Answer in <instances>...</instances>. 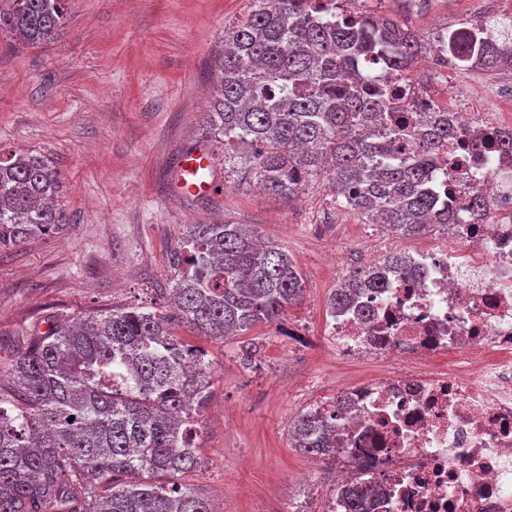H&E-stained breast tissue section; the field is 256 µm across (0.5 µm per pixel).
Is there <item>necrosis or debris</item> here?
I'll use <instances>...</instances> for the list:
<instances>
[{
    "mask_svg": "<svg viewBox=\"0 0 512 512\" xmlns=\"http://www.w3.org/2000/svg\"><path fill=\"white\" fill-rule=\"evenodd\" d=\"M379 77L408 88L419 123L449 118L431 182L453 221L406 249L411 274L383 270L381 287L329 314L337 359L382 370L315 395L314 409L336 418L323 512H347L352 495L365 512H512V154L496 145L447 163L470 133L499 138L512 121L442 105L404 71Z\"/></svg>",
    "mask_w": 512,
    "mask_h": 512,
    "instance_id": "1",
    "label": "necrosis or debris"
}]
</instances>
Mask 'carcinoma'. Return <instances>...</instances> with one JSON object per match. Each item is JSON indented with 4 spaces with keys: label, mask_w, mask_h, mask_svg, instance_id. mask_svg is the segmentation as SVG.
Returning a JSON list of instances; mask_svg holds the SVG:
<instances>
[{
    "label": "carcinoma",
    "mask_w": 512,
    "mask_h": 512,
    "mask_svg": "<svg viewBox=\"0 0 512 512\" xmlns=\"http://www.w3.org/2000/svg\"><path fill=\"white\" fill-rule=\"evenodd\" d=\"M66 0H0V32L30 46L56 41ZM244 19L224 30V49L206 133L234 148L240 164L273 195L332 179L342 207L399 237L448 223L430 185V158L448 143L434 125L401 158L391 124L401 90L366 75L385 62L408 68L423 38L393 20L362 13L326 19L316 0H248ZM512 67V44L482 43L476 65ZM65 181L32 152L0 156V249L58 234L70 224ZM169 311L112 309L56 318L14 359L0 392V512H211L177 483L199 463L188 416L207 402L205 353L178 341L176 327L222 340L277 323L304 295L288 251L263 242L250 224H191L178 238ZM345 278L334 310L358 288ZM333 430L309 409L290 425L291 447L330 460Z\"/></svg>",
    "instance_id": "obj_1"
}]
</instances>
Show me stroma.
<instances>
[{
    "label": "stroma",
    "mask_w": 512,
    "mask_h": 512,
    "mask_svg": "<svg viewBox=\"0 0 512 512\" xmlns=\"http://www.w3.org/2000/svg\"><path fill=\"white\" fill-rule=\"evenodd\" d=\"M247 0H66L67 23L54 43L32 47L0 32V153L33 152L61 170L60 234L0 255V386L17 352L47 318H77L112 308L160 309L157 289L172 278V253L188 225H257L283 245L305 282L303 299L277 324L229 340L178 329L179 341L206 352L214 367L196 439L200 465L178 482L208 497L213 512H285L304 502L316 512L332 491V469L292 448L288 427L309 407L310 380L324 388L378 373L373 361L345 363L321 340L329 297L341 272L370 265L372 230L340 207L329 179L293 198L261 191L224 147L205 133L210 74L224 30ZM356 10L405 23L429 38L441 23L458 28L477 15L512 17V0H433L429 11L388 9L357 0ZM434 93L472 95L490 118L512 116V98L484 94L459 74ZM212 156L214 189L176 190L182 153ZM257 343L243 364V341ZM305 473L306 482L290 477Z\"/></svg>",
    "instance_id": "obj_1"
}]
</instances>
